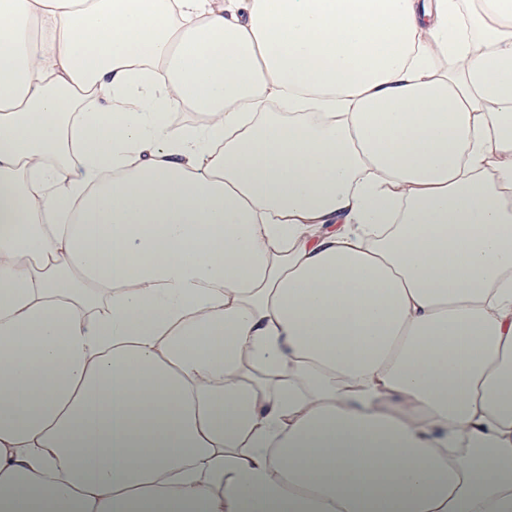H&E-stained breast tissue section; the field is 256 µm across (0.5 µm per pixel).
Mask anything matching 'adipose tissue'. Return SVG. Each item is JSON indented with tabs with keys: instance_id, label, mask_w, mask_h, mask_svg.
Segmentation results:
<instances>
[{
	"instance_id": "adipose-tissue-1",
	"label": "adipose tissue",
	"mask_w": 512,
	"mask_h": 512,
	"mask_svg": "<svg viewBox=\"0 0 512 512\" xmlns=\"http://www.w3.org/2000/svg\"><path fill=\"white\" fill-rule=\"evenodd\" d=\"M0 512H512V0H0Z\"/></svg>"
}]
</instances>
